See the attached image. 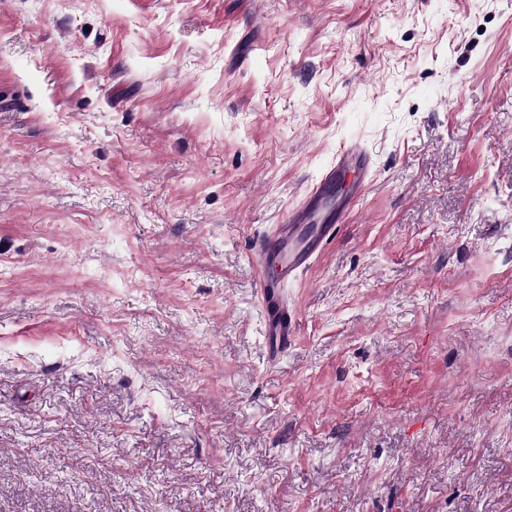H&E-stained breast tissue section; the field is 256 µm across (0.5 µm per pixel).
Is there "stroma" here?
I'll use <instances>...</instances> for the list:
<instances>
[{"instance_id":"35a3bbf8","label":"stroma","mask_w":512,"mask_h":512,"mask_svg":"<svg viewBox=\"0 0 512 512\" xmlns=\"http://www.w3.org/2000/svg\"><path fill=\"white\" fill-rule=\"evenodd\" d=\"M0 512H512V0H0ZM373 171V160L363 143L349 140L308 190L302 204L289 210L271 233L254 241L252 252L264 313V336H268L275 350L287 348L293 333L292 317L281 288L318 260L364 196ZM349 172L356 174L355 180L345 194L336 196V183Z\"/></svg>"}]
</instances>
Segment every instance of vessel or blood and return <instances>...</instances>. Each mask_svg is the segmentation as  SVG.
Segmentation results:
<instances>
[{"mask_svg":"<svg viewBox=\"0 0 512 512\" xmlns=\"http://www.w3.org/2000/svg\"><path fill=\"white\" fill-rule=\"evenodd\" d=\"M373 171V160L363 143L349 140L308 190L302 204L289 210L271 233L254 241L265 334L274 349L287 348L293 333L288 303L281 293L283 286L318 260L364 196Z\"/></svg>","mask_w":512,"mask_h":512,"instance_id":"vessel-or-blood-1","label":"vessel or blood"}]
</instances>
